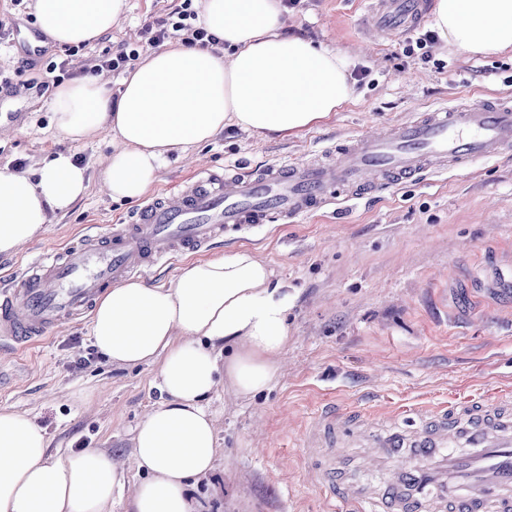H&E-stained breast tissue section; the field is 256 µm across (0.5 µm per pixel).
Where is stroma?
Listing matches in <instances>:
<instances>
[{
    "instance_id": "1",
    "label": "stroma",
    "mask_w": 512,
    "mask_h": 512,
    "mask_svg": "<svg viewBox=\"0 0 512 512\" xmlns=\"http://www.w3.org/2000/svg\"><path fill=\"white\" fill-rule=\"evenodd\" d=\"M179 0H128L107 37L68 46L44 41V52L13 47L17 31L36 29L33 0H0V169L35 171L67 152L99 177L112 151L107 133L75 143L56 128V86L98 72L119 89L113 54L141 45L146 27L167 18ZM288 33L348 54L360 73L357 99L322 127L269 138L229 130L170 159L151 194L199 168L231 164L252 173L306 160L343 140L381 131L432 107L489 94H512V53L483 57L436 41L428 59L407 55L428 18L394 35L375 32L369 0H298L283 15ZM67 61L66 71L54 65ZM136 202L97 189L56 215L10 256L0 277L20 276L28 260L67 244L87 224L107 232L128 220ZM246 246L296 295L288 311V349L270 386L249 397L217 385L207 405L216 417L217 455L195 482L199 512H330L303 439L313 412L333 403L365 415L445 403L512 387V293L499 270L512 268V154L447 179L386 187L345 215L317 214L274 223L216 250ZM91 321L70 322L19 354L0 346V406L45 429L50 449L99 448L122 469L125 488L112 512H129L145 479L131 438L158 401L156 368H120L96 350Z\"/></svg>"
}]
</instances>
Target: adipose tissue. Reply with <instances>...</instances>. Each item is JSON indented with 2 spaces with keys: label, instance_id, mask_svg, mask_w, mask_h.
I'll return each instance as SVG.
<instances>
[{
  "label": "adipose tissue",
  "instance_id": "obj_1",
  "mask_svg": "<svg viewBox=\"0 0 512 512\" xmlns=\"http://www.w3.org/2000/svg\"><path fill=\"white\" fill-rule=\"evenodd\" d=\"M201 20L218 37L204 49L172 44L151 52L112 92L98 77L57 88L58 131L80 142L108 132L101 191L135 200L170 155L186 157L234 126L295 135L355 101L345 54L283 31L281 0H202ZM39 27L59 44L109 35L127 0H34ZM431 25L474 55L512 51V0H435ZM89 188L85 167L57 153L37 174L0 170V255L35 238ZM286 283L252 249L193 260L170 284L130 280L96 301L91 336L114 365L158 364L160 400L132 438L147 473L131 512H196L189 482L213 468L217 439L205 400L218 381L251 396L276 378L288 345ZM124 489L111 454L51 453L46 432L0 406V512H110Z\"/></svg>",
  "mask_w": 512,
  "mask_h": 512
}]
</instances>
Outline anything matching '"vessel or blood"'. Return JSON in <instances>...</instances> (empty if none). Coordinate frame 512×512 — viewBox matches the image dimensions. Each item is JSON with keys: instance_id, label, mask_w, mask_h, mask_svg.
I'll use <instances>...</instances> for the list:
<instances>
[{"instance_id": "b4317fda", "label": "vessel or blood", "mask_w": 512, "mask_h": 512, "mask_svg": "<svg viewBox=\"0 0 512 512\" xmlns=\"http://www.w3.org/2000/svg\"><path fill=\"white\" fill-rule=\"evenodd\" d=\"M423 0H378L377 31L409 29ZM512 152V98L440 106L384 132L352 138L326 162H282L245 174L201 169L143 201L106 234L87 230L0 287V341L27 348L88 316L96 297L159 263L207 252L225 237L293 221L448 169ZM376 460L408 452L379 495L336 478V449L350 439ZM329 499L349 512H512V392L415 409L401 422L366 421L336 409L315 415L304 436Z\"/></svg>"}]
</instances>
